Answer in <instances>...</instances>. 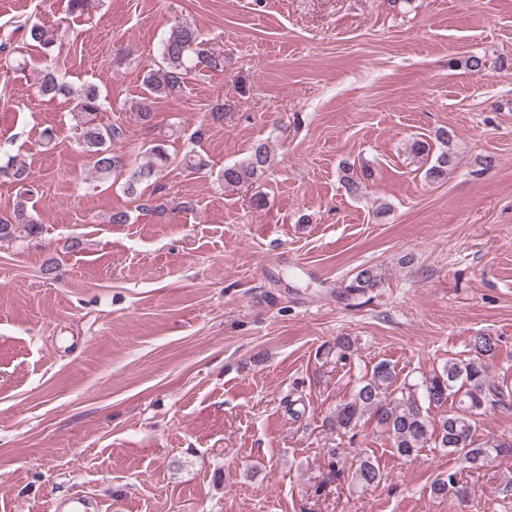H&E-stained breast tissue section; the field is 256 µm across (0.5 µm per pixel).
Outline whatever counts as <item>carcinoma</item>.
<instances>
[{
	"mask_svg": "<svg viewBox=\"0 0 512 512\" xmlns=\"http://www.w3.org/2000/svg\"><path fill=\"white\" fill-rule=\"evenodd\" d=\"M30 40L45 49L56 46V34L41 24L29 28ZM211 70L224 69V54L202 48L199 32L188 24H175L170 27L161 45L160 61L143 68L142 81L149 95L137 105L139 117L144 122L152 119L154 100L162 97H175L182 91L193 69L199 65ZM37 92L42 97H67L71 94L54 71L46 69L36 81ZM104 99L99 87L88 84L78 94L77 102L70 111L75 130L79 131V146L93 161V181L105 183L117 171L124 170L122 157L112 151V146L124 138L122 124L115 121L100 122ZM436 139L444 146L437 154H432L430 144L417 140L411 146L414 157L430 163L425 177L432 182H440L448 175L452 164L448 131L441 130ZM148 161L129 171L123 184L124 192L130 198L142 196L144 187H153L157 192L164 189L160 183L162 174L171 164V157L163 143H154L148 148ZM270 152L266 144L258 143L250 155L242 162L224 168L222 180L225 184L237 186L259 179L267 170ZM0 173L9 175L23 190L12 214L0 217V239L12 237L17 230L28 235L41 229L38 220L27 209L26 196L31 194L32 170L20 158H9L7 165L0 166ZM385 273L377 266L359 269L349 284L345 286L348 295H364L382 286ZM496 339L488 334L473 337L470 353L466 357L448 359L439 368L423 377L419 388L422 396L412 393V387L396 385L397 374L386 361L374 365L370 371L360 376L353 397L336 406L331 418L332 427L341 434L354 430L366 418H373L392 441L395 453L409 458L418 453L428 442L458 456L467 467L478 469L491 458L503 453H512V444L486 441L478 444L473 440L475 423L470 411L487 407L512 409V388L492 382L489 366L485 358L494 354ZM457 406L439 420L429 421L427 406L441 407L448 402ZM354 482L361 487L379 484L383 473L379 465L368 455H357ZM468 490V486L458 473L450 471L438 476L431 485V492L437 496L456 499L458 492Z\"/></svg>",
	"mask_w": 512,
	"mask_h": 512,
	"instance_id": "obj_1",
	"label": "carcinoma"
}]
</instances>
